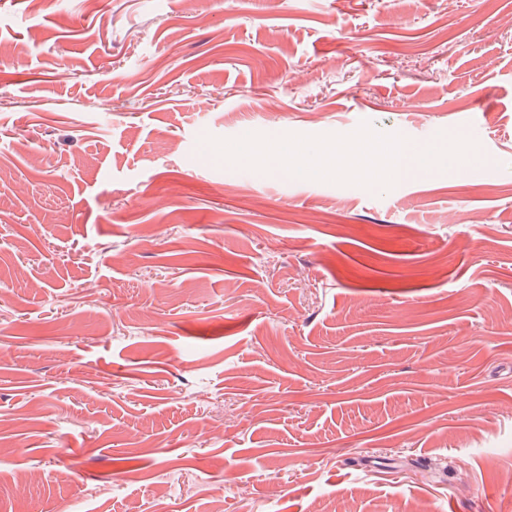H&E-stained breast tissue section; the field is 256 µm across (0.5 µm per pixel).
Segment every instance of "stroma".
<instances>
[{
    "mask_svg": "<svg viewBox=\"0 0 512 512\" xmlns=\"http://www.w3.org/2000/svg\"><path fill=\"white\" fill-rule=\"evenodd\" d=\"M56 3L0 0V512H512V0ZM364 121L480 153L197 156Z\"/></svg>",
    "mask_w": 512,
    "mask_h": 512,
    "instance_id": "35a3bbf8",
    "label": "stroma"
}]
</instances>
